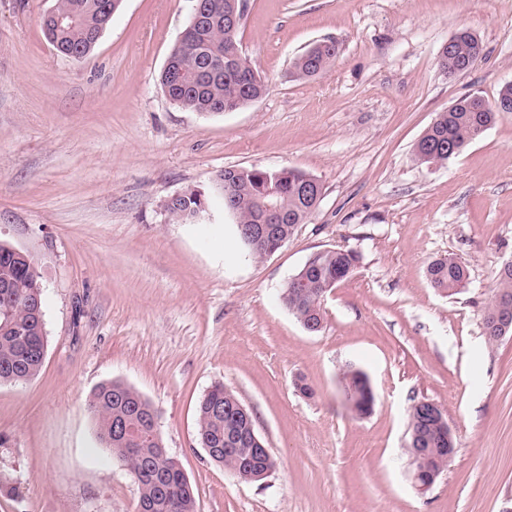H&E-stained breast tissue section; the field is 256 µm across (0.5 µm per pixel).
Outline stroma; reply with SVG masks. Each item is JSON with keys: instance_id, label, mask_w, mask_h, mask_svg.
Segmentation results:
<instances>
[{"instance_id": "stroma-1", "label": "stroma", "mask_w": 512, "mask_h": 512, "mask_svg": "<svg viewBox=\"0 0 512 512\" xmlns=\"http://www.w3.org/2000/svg\"><path fill=\"white\" fill-rule=\"evenodd\" d=\"M53 3L0 0V241L35 258L47 335L39 374L0 385V473L21 481L0 512H136L138 484L88 411L109 380L156 408L198 512H512V335L490 346L482 325L512 260V112L447 163L414 158L437 112L512 83V0H248L240 47L268 92L213 116L159 83L190 0H122L78 61L42 33ZM461 29L483 56L451 77L437 58ZM323 40L335 61L294 78L292 59ZM232 166L296 168L324 186L266 258L221 205L191 224L164 209L189 188L215 195ZM336 247L359 264L311 333L280 293ZM448 255L470 272L453 296L426 277ZM350 369L374 392L362 417ZM219 382L276 462L265 483L240 481L197 440V404ZM422 400L444 409L456 446L424 494L404 451Z\"/></svg>"}]
</instances>
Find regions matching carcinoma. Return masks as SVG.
Instances as JSON below:
<instances>
[{"label": "carcinoma", "mask_w": 512, "mask_h": 512, "mask_svg": "<svg viewBox=\"0 0 512 512\" xmlns=\"http://www.w3.org/2000/svg\"><path fill=\"white\" fill-rule=\"evenodd\" d=\"M204 20L189 22L167 58L169 67L160 73V84L170 86V101L191 112L218 115L224 107L240 108L260 99L265 81L244 57L239 45V31L228 30L227 21L238 0H199ZM116 0H54L53 11L71 17L68 25L58 28L41 18L46 40L61 56L78 61L95 47L101 32L112 21ZM482 45L467 29L454 35L452 51L438 56L439 68L446 72H468L478 61ZM337 56L336 43L313 44L292 62V75L307 79L323 73ZM500 109L479 95L459 98L449 109L437 114L416 143L415 159L425 164H443L466 146L479 140L495 123ZM309 175L293 168L267 170L259 167H230L217 175L223 190L224 209L231 212L237 224L261 221L257 199L268 196L279 213L272 224L275 238L291 237L298 224L309 221L318 207L317 192L306 190ZM201 192L187 189L167 209L170 218L188 222L200 205ZM358 256L345 248L324 250L316 255L302 275V282L292 289L284 288L281 300L297 318L323 324L324 289L334 287L355 271ZM427 278L432 287L453 295L469 280L466 264L442 257L429 262ZM512 311V268L498 273V289L487 305L483 317V334L488 344L498 342L502 329L497 315ZM46 351L43 284L34 258H15L7 245L0 243V384L27 382L41 370ZM347 387L360 395L351 411L362 416L374 400L366 375L359 370L345 372ZM237 395L213 385L199 400L197 438L216 451L215 462L227 469L242 464L251 468L272 469L270 454L252 450L248 443L256 430L254 419L239 417L231 410ZM89 410L99 441L120 457L137 480L138 504H146L152 512H197V499L181 466L173 457L155 454L158 441L144 437L124 442L112 436L118 423L137 425L147 431L156 409L134 388L120 382L107 381L96 387Z\"/></svg>", "instance_id": "cac0c4a2"}]
</instances>
